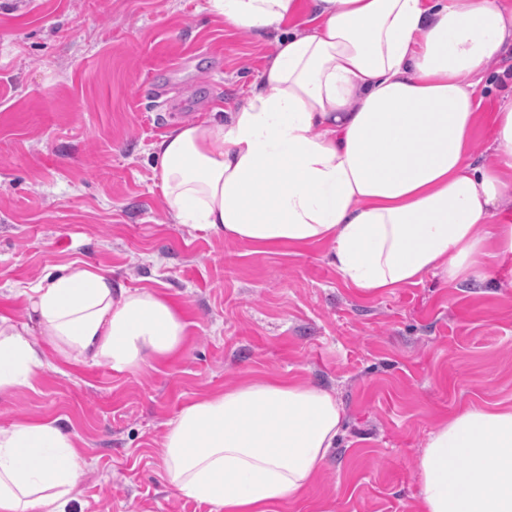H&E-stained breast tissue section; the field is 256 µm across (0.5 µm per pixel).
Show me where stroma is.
<instances>
[{"label":"stroma","instance_id":"1","mask_svg":"<svg viewBox=\"0 0 512 512\" xmlns=\"http://www.w3.org/2000/svg\"><path fill=\"white\" fill-rule=\"evenodd\" d=\"M278 32L225 29L206 0H0V308L54 267L92 264L155 288L189 323L167 363H77L0 397V425L57 419L93 465L74 512H209L160 469L167 421L242 380L331 393L343 433L301 502L278 512H414L417 459L458 409L512 404V257L481 286L423 282L372 297L325 245L262 251L189 234L165 211L152 144L231 111Z\"/></svg>","mask_w":512,"mask_h":512}]
</instances>
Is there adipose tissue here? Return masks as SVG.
I'll return each mask as SVG.
<instances>
[{"mask_svg":"<svg viewBox=\"0 0 512 512\" xmlns=\"http://www.w3.org/2000/svg\"><path fill=\"white\" fill-rule=\"evenodd\" d=\"M226 28L281 30L235 111L214 108L153 143L171 223L268 251L326 244L364 295L439 276L479 281L512 256V75L481 109L512 49L505 0H208ZM487 155L472 152L478 126ZM0 312V395L59 364L155 367L188 323L154 288H116L87 266L17 289ZM343 426L336 398L280 377L182 406L161 469L210 512H277L315 481ZM88 461L46 418L0 426V512H69ZM417 512H512V405L443 419L418 460Z\"/></svg>","mask_w":512,"mask_h":512,"instance_id":"obj_1","label":"adipose tissue"}]
</instances>
